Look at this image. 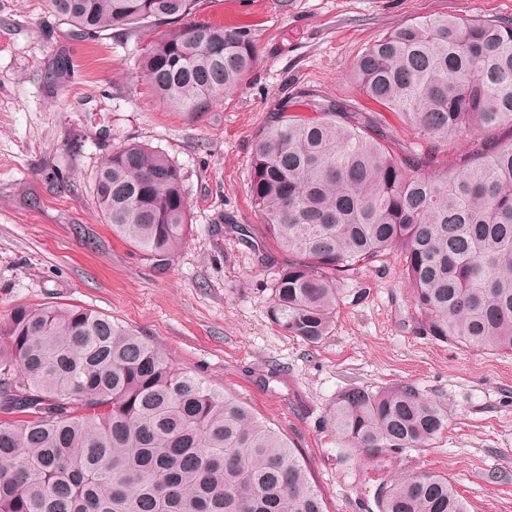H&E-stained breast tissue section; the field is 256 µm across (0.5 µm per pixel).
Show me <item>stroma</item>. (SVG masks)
Returning <instances> with one entry per match:
<instances>
[{
    "label": "stroma",
    "instance_id": "35a3bbf8",
    "mask_svg": "<svg viewBox=\"0 0 512 512\" xmlns=\"http://www.w3.org/2000/svg\"><path fill=\"white\" fill-rule=\"evenodd\" d=\"M438 16L511 21L512 0H290L285 10L199 0L196 19L250 26L257 58L241 90L191 113L163 103L137 70L162 28L85 36L46 0H0V322L20 304L111 316L278 427L329 512H378L325 426L336 396L414 384L447 427L434 447L395 453L393 472L447 475L470 512H512V356L421 335L394 253L341 282L322 344L283 335L267 311L288 257L248 191L257 138L286 98L366 105L350 77L356 59L380 35ZM130 142L163 150L184 181L192 232L162 272L94 203L98 166ZM257 244L272 265L256 263Z\"/></svg>",
    "mask_w": 512,
    "mask_h": 512
}]
</instances>
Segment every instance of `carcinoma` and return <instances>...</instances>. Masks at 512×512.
<instances>
[{
	"mask_svg": "<svg viewBox=\"0 0 512 512\" xmlns=\"http://www.w3.org/2000/svg\"><path fill=\"white\" fill-rule=\"evenodd\" d=\"M198 0H47L83 34L166 26L140 70L155 94L205 112L242 88L256 57L247 26L189 20ZM351 78L451 167L389 144L379 112L303 94L259 135L250 198L288 262L268 307L308 345L335 328L340 280L398 252L420 332L467 351L512 353V21L424 18L379 37ZM112 232L162 272L192 230L180 171L131 143L94 176ZM0 512H326L281 434L177 367L152 342L76 305H19L0 325ZM446 411L411 383L336 396L327 425L341 464L379 512H469L448 476L391 475L386 457L431 448Z\"/></svg>",
	"mask_w": 512,
	"mask_h": 512,
	"instance_id": "obj_1",
	"label": "carcinoma"
}]
</instances>
